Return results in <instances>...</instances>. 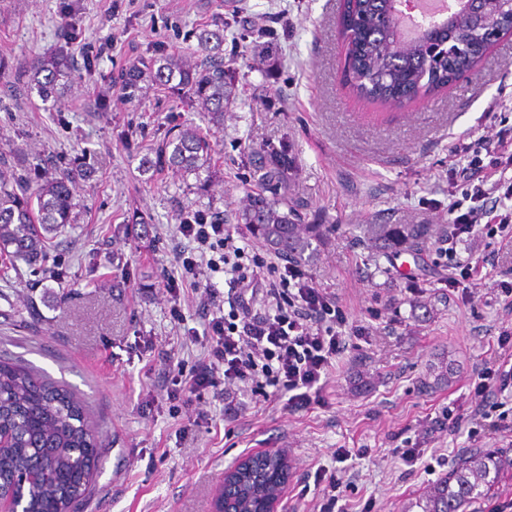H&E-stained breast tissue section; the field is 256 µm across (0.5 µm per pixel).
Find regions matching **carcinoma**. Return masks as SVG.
Instances as JSON below:
<instances>
[{
	"instance_id": "carcinoma-1",
	"label": "carcinoma",
	"mask_w": 512,
	"mask_h": 512,
	"mask_svg": "<svg viewBox=\"0 0 512 512\" xmlns=\"http://www.w3.org/2000/svg\"><path fill=\"white\" fill-rule=\"evenodd\" d=\"M345 69L353 92L367 102L407 106L445 90L458 74L472 70L487 50V29L503 16L498 0H484L486 27L449 21L413 38H403L392 0H343ZM447 40L468 51L450 57L438 50ZM198 48L209 58L203 66L164 50L121 75L120 91L139 99L148 79L161 89L177 88L191 107L204 113L214 128L224 126L239 76L233 61H224V28L203 29ZM41 100L58 95V82L71 76L73 64L61 48L21 66ZM211 134L186 126L169 131L157 144L152 167L194 176L201 188L215 173ZM253 193L238 214L244 224L278 254L304 258L320 233L318 224L298 223L297 205L288 198L291 158L288 147L247 148ZM74 173L61 172L34 186L22 187L0 170V257L34 264L50 234L74 222ZM433 232L430 224H378L376 239L385 248L417 250ZM100 467L95 434L84 403L64 386L30 369L0 359V494L25 489L24 512H74ZM512 469V457L476 452L459 460L448 474L419 497L421 512H467L496 493L500 476Z\"/></svg>"
}]
</instances>
